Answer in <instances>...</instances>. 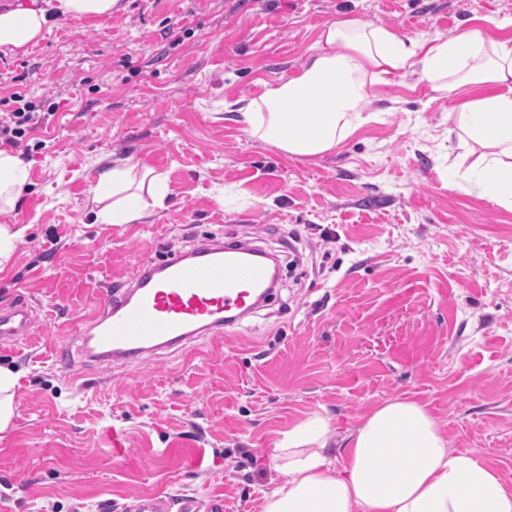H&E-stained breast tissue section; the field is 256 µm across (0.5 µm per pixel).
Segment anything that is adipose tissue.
Returning a JSON list of instances; mask_svg holds the SVG:
<instances>
[{"instance_id": "adipose-tissue-1", "label": "adipose tissue", "mask_w": 512, "mask_h": 512, "mask_svg": "<svg viewBox=\"0 0 512 512\" xmlns=\"http://www.w3.org/2000/svg\"><path fill=\"white\" fill-rule=\"evenodd\" d=\"M120 0H20L0 11V51L43 38L60 17H101ZM415 69L420 82L457 97L453 132L491 201L512 209V34L477 27L449 37L402 38L344 18L324 25L300 72L241 109L258 140L292 156H323L354 135L384 75ZM28 169L0 150V213L12 210ZM166 183L127 161L104 171L94 197L99 218L129 222L160 208ZM328 423L313 414L278 433L279 479L263 512H512V486L474 451L450 447L425 404L390 398L330 447Z\"/></svg>"}]
</instances>
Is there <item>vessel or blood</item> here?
I'll return each mask as SVG.
<instances>
[{
    "instance_id": "obj_1",
    "label": "vessel or blood",
    "mask_w": 512,
    "mask_h": 512,
    "mask_svg": "<svg viewBox=\"0 0 512 512\" xmlns=\"http://www.w3.org/2000/svg\"><path fill=\"white\" fill-rule=\"evenodd\" d=\"M275 285L269 257L243 241L211 239L192 250L143 262L124 291L104 283L96 311L78 320L73 335L83 360L135 361L199 336H223L256 312L258 293ZM32 309L23 302L0 309V343L33 335ZM136 512H225L224 498L144 496Z\"/></svg>"
}]
</instances>
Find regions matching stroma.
I'll return each mask as SVG.
<instances>
[{"label": "stroma", "instance_id": "35a3bbf8", "mask_svg": "<svg viewBox=\"0 0 512 512\" xmlns=\"http://www.w3.org/2000/svg\"><path fill=\"white\" fill-rule=\"evenodd\" d=\"M348 17L448 37L512 21V0H121L0 52V113L18 92L51 115L15 148L29 178L0 216L25 229L0 308L26 300L37 318L32 338L0 344L19 377L0 512H133L153 494L262 512L275 432L318 414L341 436L397 396L512 485V211L450 165L453 99L411 71L387 75L371 121L313 159L252 137L237 113ZM127 160L165 177V204L97 220L99 174ZM210 238L280 261L278 287L239 328L92 364L78 381L55 362L44 337L70 346L102 283Z\"/></svg>", "mask_w": 512, "mask_h": 512}]
</instances>
